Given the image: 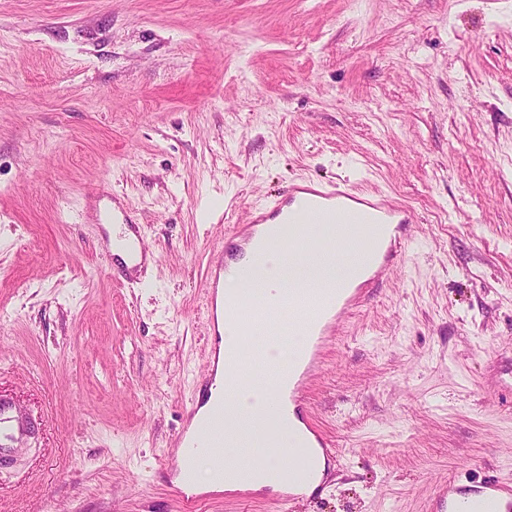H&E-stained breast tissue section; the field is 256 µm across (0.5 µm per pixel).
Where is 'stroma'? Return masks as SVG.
Returning a JSON list of instances; mask_svg holds the SVG:
<instances>
[{
    "mask_svg": "<svg viewBox=\"0 0 512 512\" xmlns=\"http://www.w3.org/2000/svg\"><path fill=\"white\" fill-rule=\"evenodd\" d=\"M309 179L417 222L307 381L335 448L312 500L194 512H425L512 479V0H0V396L41 425L0 512H182L209 264ZM103 186L140 283L99 252ZM112 224L117 225V227L114 230L118 232L117 238L120 241V244H122L121 242L124 240V237H126V231L124 227L127 226L133 231L136 244L139 247V251L136 253V256L134 257V262L138 260L139 256H145V251L142 249L140 243V227L138 224L133 223L132 218L130 216V211L127 208H124L123 206H117V208L112 207Z\"/></svg>",
    "mask_w": 512,
    "mask_h": 512,
    "instance_id": "stroma-1",
    "label": "stroma"
}]
</instances>
